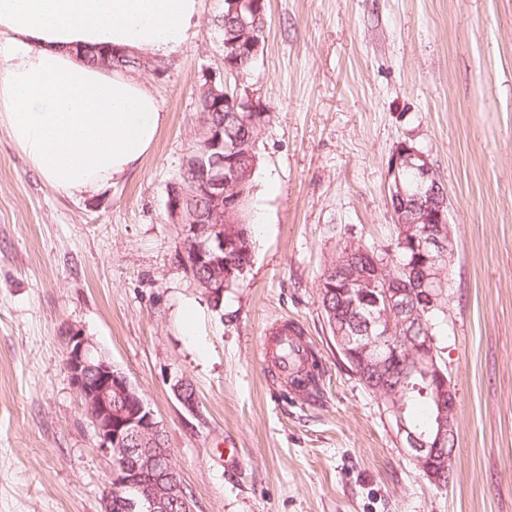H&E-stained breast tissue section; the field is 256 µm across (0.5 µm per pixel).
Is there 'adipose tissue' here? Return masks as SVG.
<instances>
[{
	"instance_id": "ef3b65f1",
	"label": "adipose tissue",
	"mask_w": 512,
	"mask_h": 512,
	"mask_svg": "<svg viewBox=\"0 0 512 512\" xmlns=\"http://www.w3.org/2000/svg\"><path fill=\"white\" fill-rule=\"evenodd\" d=\"M200 14L201 0H0V123L51 187L92 194L124 179L164 122L142 81L76 49L166 57Z\"/></svg>"
}]
</instances>
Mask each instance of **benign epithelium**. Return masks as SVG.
Segmentation results:
<instances>
[{"mask_svg": "<svg viewBox=\"0 0 512 512\" xmlns=\"http://www.w3.org/2000/svg\"><path fill=\"white\" fill-rule=\"evenodd\" d=\"M251 2L257 4L259 0H229L244 31L250 27L248 18L257 21L260 17L255 9L249 10L248 18L242 15L241 6ZM202 91L210 110L228 107L233 112L240 108L252 113L253 137L262 135L264 122L258 113L263 107L248 87L239 84L231 92L209 76ZM245 148L237 139H224V126L206 123L200 140L182 164L183 182L173 183L168 191V223L181 227L176 260L196 285L203 287L215 307L224 299V279L236 272L233 265H224L225 244L232 233L225 203L244 192L239 157ZM409 170L416 174L411 183L405 178ZM389 179L397 223L411 225L412 233L418 224L435 225L417 235L420 249L431 255L443 252L448 194L428 156L402 143L392 155ZM446 274L447 270L435 264L423 266L420 284L425 291L420 295L408 288H385L379 295L356 294L347 319L337 330V335L350 337L347 324L361 320L367 327L369 343L360 351L364 376L375 390L394 393L396 381L413 366L434 382L439 397L436 434L418 433L401 416L393 423L402 448L434 485L451 476L453 449L445 447V438L454 430L457 400L454 386L437 364L429 337L418 328L425 323L424 313L438 307L444 298L441 289L445 288ZM395 332L406 344L392 346L384 358L377 356V342ZM66 367L94 428L98 447L110 453L119 466L111 474L104 495V512H195L171 458L155 448L163 426L128 376L101 355L91 337L77 332L67 338ZM172 390L188 411L196 409V397L189 395L185 377L176 378Z\"/></svg>", "mask_w": 512, "mask_h": 512, "instance_id": "7a95c632", "label": "benign epithelium"}]
</instances>
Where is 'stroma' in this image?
Segmentation results:
<instances>
[{
  "instance_id": "1",
  "label": "stroma",
  "mask_w": 512,
  "mask_h": 512,
  "mask_svg": "<svg viewBox=\"0 0 512 512\" xmlns=\"http://www.w3.org/2000/svg\"><path fill=\"white\" fill-rule=\"evenodd\" d=\"M224 0L137 72L165 114L135 173L49 186L0 126V512H102L112 460L65 364L91 337L166 432L195 512H512V0H267L244 84L268 116L243 283L213 307L175 260L166 203L224 72ZM448 192L453 261L439 356L457 396L453 473L431 484L339 354L320 275L342 241L388 244L395 148ZM300 326L317 397L274 389L262 339ZM192 384L196 411L171 379Z\"/></svg>"
}]
</instances>
